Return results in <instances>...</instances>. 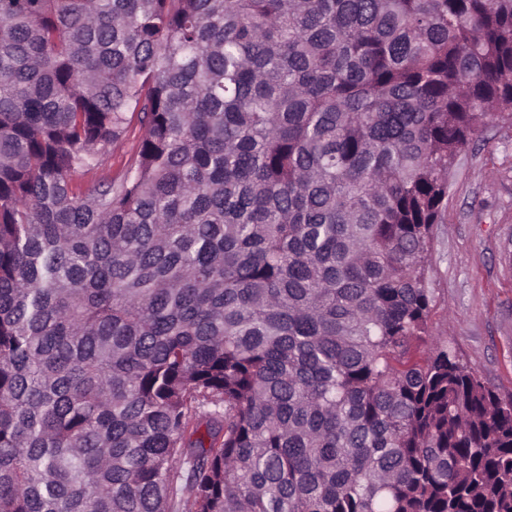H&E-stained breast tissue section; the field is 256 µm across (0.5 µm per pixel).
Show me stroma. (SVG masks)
I'll use <instances>...</instances> for the list:
<instances>
[{
  "label": "stroma",
  "instance_id": "obj_1",
  "mask_svg": "<svg viewBox=\"0 0 512 512\" xmlns=\"http://www.w3.org/2000/svg\"><path fill=\"white\" fill-rule=\"evenodd\" d=\"M429 264L436 336L512 397V118L483 126L459 157Z\"/></svg>",
  "mask_w": 512,
  "mask_h": 512
}]
</instances>
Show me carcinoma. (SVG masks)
Segmentation results:
<instances>
[{
	"label": "carcinoma",
	"mask_w": 512,
	"mask_h": 512,
	"mask_svg": "<svg viewBox=\"0 0 512 512\" xmlns=\"http://www.w3.org/2000/svg\"><path fill=\"white\" fill-rule=\"evenodd\" d=\"M503 114L512 0H0V512H512L428 278ZM142 135L140 126L134 125L122 141L112 145L99 170H111L112 174L121 170L133 155Z\"/></svg>",
	"instance_id": "1"
}]
</instances>
